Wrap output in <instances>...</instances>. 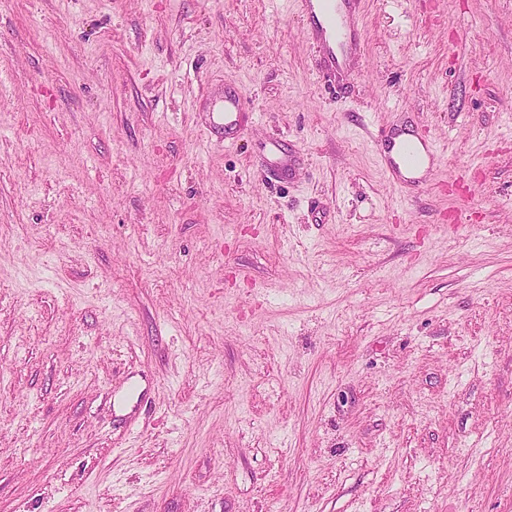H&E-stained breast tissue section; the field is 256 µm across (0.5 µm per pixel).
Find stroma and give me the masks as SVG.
Segmentation results:
<instances>
[{
	"mask_svg": "<svg viewBox=\"0 0 512 512\" xmlns=\"http://www.w3.org/2000/svg\"><path fill=\"white\" fill-rule=\"evenodd\" d=\"M364 22L339 101L293 0H0V512H512V0ZM403 112L446 147L405 202ZM201 97L207 103L201 129L203 142L224 147L237 144L254 118L247 93L236 83L225 81L223 88L208 85ZM373 148L387 183L403 200L428 189L429 176L443 158L439 141L408 121L378 126ZM297 156L283 137L270 138L261 149L254 173L262 181L290 180L295 174Z\"/></svg>",
	"mask_w": 512,
	"mask_h": 512,
	"instance_id": "obj_1",
	"label": "stroma"
}]
</instances>
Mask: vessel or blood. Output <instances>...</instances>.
I'll return each mask as SVG.
<instances>
[{
  "instance_id": "b4317fda",
  "label": "vessel or blood",
  "mask_w": 512,
  "mask_h": 512,
  "mask_svg": "<svg viewBox=\"0 0 512 512\" xmlns=\"http://www.w3.org/2000/svg\"><path fill=\"white\" fill-rule=\"evenodd\" d=\"M295 6L308 21L318 78L325 89L344 98L365 56L364 0H295ZM202 97L207 103L204 142L226 147L237 144L254 118L250 97L231 81L221 87L207 86ZM373 147L387 183L403 200L428 189L429 176L443 156L439 141L407 121L378 126ZM296 165L297 157L285 138L275 137L263 145L255 175L263 181L289 180Z\"/></svg>"
}]
</instances>
